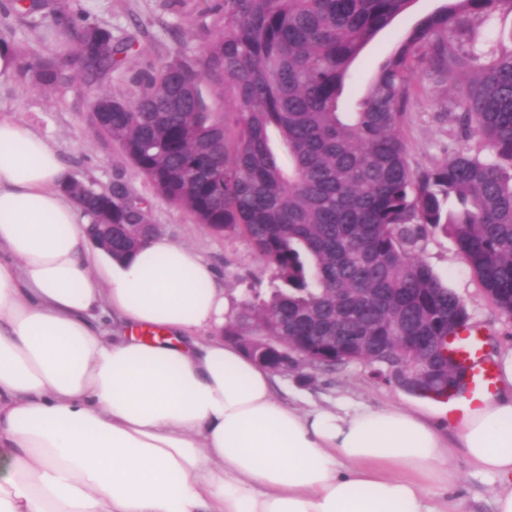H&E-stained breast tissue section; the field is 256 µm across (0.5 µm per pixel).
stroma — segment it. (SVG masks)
I'll use <instances>...</instances> for the list:
<instances>
[{"mask_svg": "<svg viewBox=\"0 0 512 512\" xmlns=\"http://www.w3.org/2000/svg\"><path fill=\"white\" fill-rule=\"evenodd\" d=\"M0 0V39L8 40L20 55L61 56L69 52L64 41L44 36L43 25L16 12H6ZM64 15L83 12L111 29L115 40L131 43L126 58L101 86L81 80L47 93L27 89L18 77L0 79V118L26 124L49 140L70 176L104 190L122 181L132 194L148 202V218L162 236L189 246L208 262L224 285L230 314L243 303L267 297L272 273L254 252L247 237L212 231L193 216L161 197L153 185L125 158L119 146L102 136L91 118V98L104 90L135 99L140 73L170 60L176 53L201 57L208 40L222 27L215 0H48ZM444 0H414L391 25L368 43L351 67L349 100L361 97L380 63L419 21L442 6ZM423 90L410 99L401 128L412 167H425L445 159L447 145L462 136L456 113L448 109L447 85L427 83L424 69L414 77ZM442 283L465 303L473 322L483 326L485 350L497 356L512 349V318L503 315L484 294L453 240L427 231L411 248ZM273 397L300 411L345 412L364 408L395 407L423 416L445 436H452L456 417L451 406L408 393L394 383L373 378L361 363L333 366H302L275 374ZM448 495L461 512H492L491 500L498 484L470 467L460 453L448 460Z\"/></svg>", "mask_w": 512, "mask_h": 512, "instance_id": "stroma-1", "label": "stroma"}]
</instances>
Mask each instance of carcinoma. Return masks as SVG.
I'll list each match as a JSON object with an SVG mask.
<instances>
[{"label":"carcinoma","instance_id":"cac0c4a2","mask_svg":"<svg viewBox=\"0 0 512 512\" xmlns=\"http://www.w3.org/2000/svg\"><path fill=\"white\" fill-rule=\"evenodd\" d=\"M504 2L447 0L424 16L352 108L342 98L353 61L414 0H219L223 27L202 57H173L140 80L132 101L97 96V130L159 195L198 224L245 235L273 270L270 297L245 304L224 335L307 345L335 325L339 336H392L396 312L407 316L405 336L448 335L461 299L409 249L428 228L453 239L484 293L512 317V48H487L480 37ZM62 33L72 53L22 59L27 86L99 84L128 49L85 18ZM420 65L461 91L464 136L448 158L414 170L400 129ZM204 80L224 97V112L207 111ZM87 191L78 206L89 223L98 199L111 200L114 224L148 223L124 183H112L110 196ZM332 288L348 310L340 324L328 311ZM465 371L408 392L461 395Z\"/></svg>","mask_w":512,"mask_h":512}]
</instances>
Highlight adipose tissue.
<instances>
[{
    "label": "adipose tissue",
    "instance_id": "ef3b65f1",
    "mask_svg": "<svg viewBox=\"0 0 512 512\" xmlns=\"http://www.w3.org/2000/svg\"><path fill=\"white\" fill-rule=\"evenodd\" d=\"M66 178L0 119V512H457L439 490L455 447L512 512V350L452 444L401 410L297 412L214 338L210 265L162 237L113 260Z\"/></svg>",
    "mask_w": 512,
    "mask_h": 512
}]
</instances>
